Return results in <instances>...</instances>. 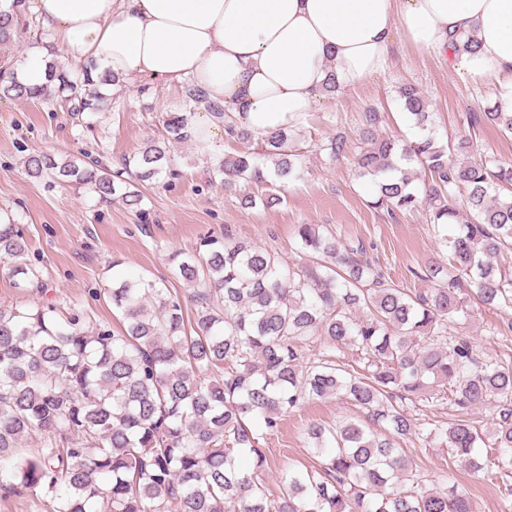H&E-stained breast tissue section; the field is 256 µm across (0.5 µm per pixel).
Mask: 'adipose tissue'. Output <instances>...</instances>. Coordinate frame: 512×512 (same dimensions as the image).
Masks as SVG:
<instances>
[{
    "mask_svg": "<svg viewBox=\"0 0 512 512\" xmlns=\"http://www.w3.org/2000/svg\"><path fill=\"white\" fill-rule=\"evenodd\" d=\"M69 60L202 88L255 137L304 125L328 79L383 71L396 34L469 81L512 87V0H29ZM474 34L476 52L454 39Z\"/></svg>",
    "mask_w": 512,
    "mask_h": 512,
    "instance_id": "obj_1",
    "label": "adipose tissue"
}]
</instances>
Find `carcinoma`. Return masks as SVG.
<instances>
[{
	"instance_id": "cac0c4a2",
	"label": "carcinoma",
	"mask_w": 512,
	"mask_h": 512,
	"mask_svg": "<svg viewBox=\"0 0 512 512\" xmlns=\"http://www.w3.org/2000/svg\"><path fill=\"white\" fill-rule=\"evenodd\" d=\"M0 13V44L19 28L25 0ZM96 77L74 76L47 61L46 83L27 87L0 69V99L56 97L76 114L108 107ZM415 139L405 145L379 135L384 115L364 113L361 147L354 157L362 177L376 186L372 206L392 219L425 204L426 221L454 224L445 239L448 264L431 262L424 277L436 281L426 295L399 287L364 257L361 242L342 239L323 224L297 225L300 253L284 263L277 253L246 240L206 238L190 253L172 255L187 296L165 281L130 278L112 260L107 293L126 322L116 335L76 313L52 307L0 308V492L41 486L48 512H475L450 487L424 489L400 441L448 449L466 469H489L512 496V363L481 358L476 347L448 335V322L468 315L470 303L512 311V269L498 262L512 253V166L476 158L471 136L450 145L437 140L432 113L417 88L398 91ZM186 113L164 122L162 138L148 141L113 170L84 155L29 157L34 179L51 178L94 193L101 202L121 197L140 205L135 184L176 177L171 153L187 141ZM494 127L512 136V107L502 100L467 115V126ZM323 149L345 156L338 133ZM430 174L416 185L410 165ZM299 154L290 133L262 138V152L226 155L213 175L239 184L276 187L295 173ZM19 225L0 220V260L23 282H39L42 269L27 263ZM196 306L185 324L184 300ZM366 312L364 318L353 315ZM320 340L319 353L310 343ZM350 352L348 362L334 352ZM346 398L370 423L353 419L306 429L318 466L290 468L280 494L260 482L268 466L258 433L270 434L281 417L310 399ZM433 397L454 419L427 432L404 403ZM478 406L500 409L492 431L464 416ZM491 437L493 447L481 452ZM37 445L22 452V444Z\"/></svg>"
}]
</instances>
